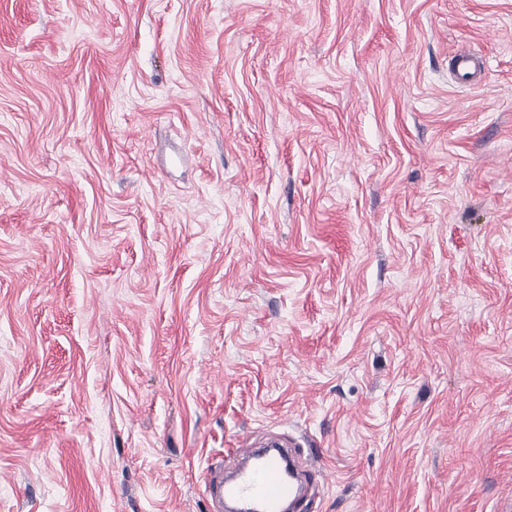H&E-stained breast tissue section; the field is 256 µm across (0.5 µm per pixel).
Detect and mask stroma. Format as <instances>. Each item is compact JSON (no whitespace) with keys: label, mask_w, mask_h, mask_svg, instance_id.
Wrapping results in <instances>:
<instances>
[{"label":"stroma","mask_w":512,"mask_h":512,"mask_svg":"<svg viewBox=\"0 0 512 512\" xmlns=\"http://www.w3.org/2000/svg\"><path fill=\"white\" fill-rule=\"evenodd\" d=\"M274 439L299 512H512V0H0V512Z\"/></svg>","instance_id":"stroma-1"}]
</instances>
